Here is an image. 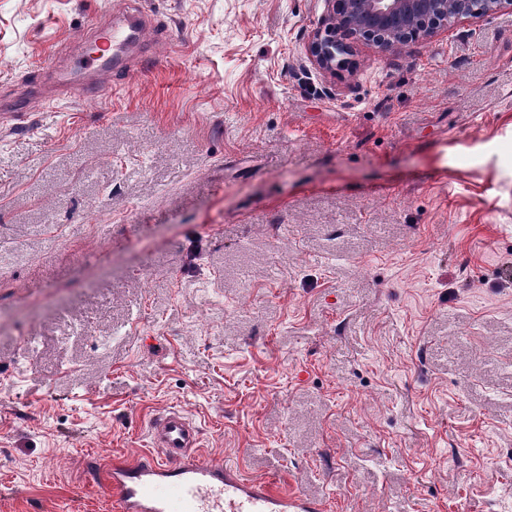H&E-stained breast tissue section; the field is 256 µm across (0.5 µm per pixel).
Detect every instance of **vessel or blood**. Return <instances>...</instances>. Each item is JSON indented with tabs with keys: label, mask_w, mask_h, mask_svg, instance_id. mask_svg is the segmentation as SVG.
Segmentation results:
<instances>
[{
	"label": "vessel or blood",
	"mask_w": 512,
	"mask_h": 512,
	"mask_svg": "<svg viewBox=\"0 0 512 512\" xmlns=\"http://www.w3.org/2000/svg\"><path fill=\"white\" fill-rule=\"evenodd\" d=\"M83 43V64L108 71L122 64L141 35L140 22L100 20ZM151 455L129 463L113 461L103 480L120 512H320L299 492L252 480L221 461H204L201 432L185 413L172 409L150 424Z\"/></svg>",
	"instance_id": "obj_1"
}]
</instances>
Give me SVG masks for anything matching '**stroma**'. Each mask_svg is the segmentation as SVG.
<instances>
[{
	"mask_svg": "<svg viewBox=\"0 0 512 512\" xmlns=\"http://www.w3.org/2000/svg\"><path fill=\"white\" fill-rule=\"evenodd\" d=\"M0 512H117L177 408L324 512H512V12L320 70L323 0H0ZM129 16L136 21L115 24L111 19L96 21L91 25V37L81 41L85 68L112 71V66L122 64L127 59L130 47L140 38V21L145 20L139 13Z\"/></svg>",
	"mask_w": 512,
	"mask_h": 512,
	"instance_id": "35a3bbf8",
	"label": "stroma"
}]
</instances>
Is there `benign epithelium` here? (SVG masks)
Listing matches in <instances>:
<instances>
[{
  "label": "benign epithelium",
  "instance_id": "1",
  "mask_svg": "<svg viewBox=\"0 0 512 512\" xmlns=\"http://www.w3.org/2000/svg\"><path fill=\"white\" fill-rule=\"evenodd\" d=\"M327 26L316 30L307 54L322 70L347 63L357 43L382 51L417 38H431L448 25L491 18L512 0H324Z\"/></svg>",
  "mask_w": 512,
  "mask_h": 512
}]
</instances>
